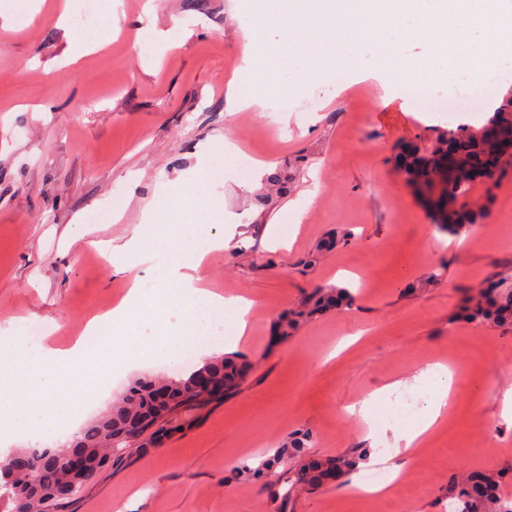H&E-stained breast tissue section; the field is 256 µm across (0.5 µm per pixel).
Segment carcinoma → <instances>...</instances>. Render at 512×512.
I'll use <instances>...</instances> for the list:
<instances>
[{"instance_id":"cac0c4a2","label":"carcinoma","mask_w":512,"mask_h":512,"mask_svg":"<svg viewBox=\"0 0 512 512\" xmlns=\"http://www.w3.org/2000/svg\"><path fill=\"white\" fill-rule=\"evenodd\" d=\"M489 124L512 136V114L506 109L497 110ZM452 135L457 138L460 158L448 175L447 189L432 202L444 231L475 222V211L463 207L461 200L469 195L474 178L481 174L475 160L487 149L486 142L463 125ZM411 171L423 187L431 189L441 176L442 166L425 165L413 167ZM469 302L477 320L512 322V293L496 297L481 290ZM238 374L237 364L220 355L194 366L184 378L144 375L133 379L116 402L83 423L72 442L58 443L51 448H20L0 463V494L2 485L13 483L11 497L0 502V508L5 512H66L100 468L142 450L138 440L146 431H151L150 439L154 440L167 433L168 421L180 410L202 409L215 400L195 390L198 380L208 375L230 389ZM309 442L307 433H298L289 440L286 453L266 460L257 468L244 465L240 473L261 479L285 462V454L303 455ZM502 478L501 472H489L478 475L475 484L464 483L452 495L458 510L512 512V500H504L498 493Z\"/></svg>"}]
</instances>
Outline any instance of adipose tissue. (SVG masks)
<instances>
[{"label": "adipose tissue", "mask_w": 512, "mask_h": 512, "mask_svg": "<svg viewBox=\"0 0 512 512\" xmlns=\"http://www.w3.org/2000/svg\"><path fill=\"white\" fill-rule=\"evenodd\" d=\"M205 252L186 246L177 255L161 291L150 294L139 286H132L111 311L89 321L88 330L106 327L108 350L95 354L78 341L64 350L42 347L33 351L20 340L12 341L9 350L0 349V462L5 461L10 453L9 446L18 435L31 431L40 419L58 414L60 405L54 395L48 394L35 400L30 397L31 391L41 386L43 379H53L57 387L85 398L89 395L85 386L88 375L110 366L113 359L123 360L128 370L141 367L155 356L175 360L174 344L131 343L128 326L144 308L158 310L168 303H185L183 341L194 344L205 358L236 351L249 326L252 303L241 297H226L197 287L195 273L202 264ZM210 309L222 310L229 317L227 335H196V328L207 324L206 312ZM416 376L433 380L435 398L419 424L396 433L397 446L407 451L445 422L455 399L454 372L450 367L431 362L419 367Z\"/></svg>", "instance_id": "ef3b65f1"}]
</instances>
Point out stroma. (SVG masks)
I'll return each instance as SVG.
<instances>
[{"mask_svg": "<svg viewBox=\"0 0 512 512\" xmlns=\"http://www.w3.org/2000/svg\"><path fill=\"white\" fill-rule=\"evenodd\" d=\"M118 37L95 19L61 26L63 0H0L14 30H0V340L28 323L43 346L66 349L88 321L140 280L157 290L173 244L153 245L147 268L120 273L89 241L120 245L144 224H187L190 236H224L198 275L202 287L253 302L240 341L242 379L224 401L170 421L154 447L104 470L73 512H448L452 485L502 471L512 499V419L498 392L512 386V325L464 319L467 296L512 290V167L472 188L476 224L439 229L402 163L430 161L435 142L459 125L481 127L488 108L447 119L416 110L404 89L337 84L335 66L307 81L285 72L286 112H226L239 64L231 0H122ZM150 10L164 41L143 42ZM108 39L67 62L71 36ZM316 100L315 111L301 105ZM239 157L224 158L225 145ZM222 159L198 186L192 173ZM261 161L245 185L239 162ZM283 182L272 183L273 174ZM216 208L186 213L174 182ZM122 196L118 222L90 214ZM293 238L289 249L272 235ZM352 289L348 308L281 325L317 290ZM452 364L457 395L443 426L414 448L392 493L358 492L362 468L316 488L292 485L289 460L260 481L240 476L293 434L309 432L311 458H353L394 444L391 430L339 415L343 405L387 403L393 381L418 388L426 363Z\"/></svg>", "mask_w": 512, "mask_h": 512, "instance_id": "stroma-1", "label": "stroma"}]
</instances>
